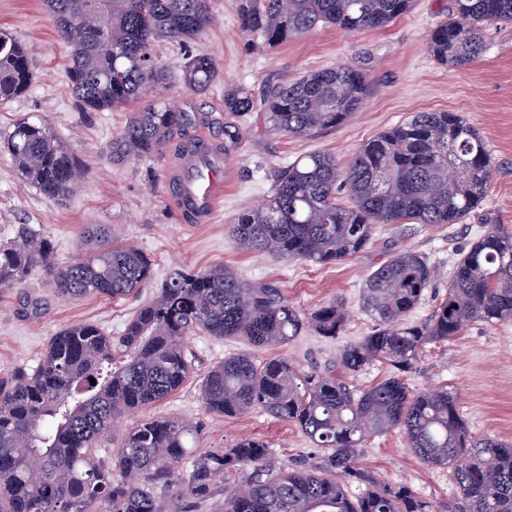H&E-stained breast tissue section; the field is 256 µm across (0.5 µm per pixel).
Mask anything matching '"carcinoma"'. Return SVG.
I'll return each instance as SVG.
<instances>
[{
  "mask_svg": "<svg viewBox=\"0 0 512 512\" xmlns=\"http://www.w3.org/2000/svg\"><path fill=\"white\" fill-rule=\"evenodd\" d=\"M412 0H237L238 27L253 50L275 48L318 27L349 33L377 29L408 12ZM45 13L69 48L68 78L84 112H110L164 85L159 42L186 46L213 25L211 0H43ZM451 19L428 38L430 54L455 68L477 61L486 30L512 22V0H450ZM218 71L207 53L189 54L181 79L204 94ZM25 48L0 29V103L29 88ZM370 83L343 65L295 80L271 79L258 94L224 89V111L260 108L272 130L314 137L344 124L362 108ZM196 114L148 103L130 115L112 154L140 159L179 139L189 144ZM242 134L224 126V155ZM6 149L14 166L44 195L70 196L81 169L51 127L19 121ZM491 159L485 139L456 112H417L368 141L344 167L329 154L298 156L277 172L269 199L241 211L231 226L241 248L276 260L314 264L363 250L377 224H458L485 199ZM346 194L351 206L338 203ZM89 254L68 264L51 241L27 225L0 245V289L33 276L59 295L123 298L151 277L141 250L112 240L110 225L89 224ZM435 277L421 254L405 249L365 280L361 311L373 326L339 350L336 368L302 373L286 359L256 363L248 352L213 366L201 384L209 413L226 417L261 411L297 426L319 449L306 469L277 472L267 443L248 438L222 453L195 454L196 426L147 420L112 450L108 464L91 449L121 415L164 400L184 383L191 364L185 337L195 331L238 337L247 346L286 344L306 330L330 339L344 331L347 312L330 301L302 315L273 284L254 285L215 264L175 271L127 322L108 336L94 324L63 330L32 372L0 381V512H160L153 489L165 485L192 504L209 498L216 479L241 475L224 512H434L404 484L379 482L359 467L364 442L404 431L409 450L429 466L452 469L457 498L448 512H512V444L472 437L446 388L413 391L405 374L431 342L446 341L472 322L512 319V230L495 225L454 262L448 295L421 322L409 317ZM375 362L395 375L361 389L354 381ZM185 460L183 473L170 467ZM366 486L352 500L336 476Z\"/></svg>",
  "mask_w": 512,
  "mask_h": 512,
  "instance_id": "1",
  "label": "carcinoma"
}]
</instances>
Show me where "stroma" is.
I'll use <instances>...</instances> for the list:
<instances>
[{
    "mask_svg": "<svg viewBox=\"0 0 512 512\" xmlns=\"http://www.w3.org/2000/svg\"><path fill=\"white\" fill-rule=\"evenodd\" d=\"M449 0H413L405 15L387 26L350 34L320 27L274 49L249 51L241 34L236 0H211L215 23L190 48L158 43L156 54L172 78L153 89L149 99L201 115L199 133L223 140L225 124L237 125L242 143L232 156L234 174L213 223L178 220L167 186V175L182 151L173 141L158 153L139 160H118L112 142L140 103L109 112L84 114L67 79L68 48L57 37L42 0H0V29L12 33L26 48L33 80L29 90L0 104V143L23 118L48 121L58 138L84 169L73 195L58 202L16 170L0 147V244L14 240L19 225L32 227L51 240L58 262L82 255V231L88 224H107L112 236L143 251L152 262V279L139 294L123 299L61 298L45 278L33 277L0 291V378L34 370L48 345L69 326L93 323L111 336L121 335L127 321L154 298L164 281L179 269H204L217 263L234 268L255 283L276 284L300 312L343 299L349 320L339 339L305 332L294 341L256 350L257 361L284 358L301 371L335 365L342 344L368 334L370 320L359 309V290L378 267L402 249L429 260L437 275L413 311L426 319L448 292L456 258L491 225L512 229V24L501 22L487 32L482 56L458 69L438 63L427 49L431 31L449 18ZM210 54L218 81L204 94L188 90L177 72L187 52ZM344 64L361 68L371 93L347 122L310 139L277 134L261 111L235 116L224 110V89L241 85L258 90L269 78L294 79L312 71ZM456 112L484 137L491 155L487 197L480 210L459 224H379L360 252L333 264L277 261L239 248L229 227L242 209L264 201L278 169L312 151L347 164L375 135L393 128L416 112ZM237 338L196 332L184 349L192 371L167 399L118 419L95 453L109 460L136 421L183 419L196 424L193 445L203 454L229 449L254 436L268 443L277 468L314 463L317 450L294 425L253 412L224 418L206 412L200 384L212 366L244 351ZM406 381L417 391L447 388L474 436L490 435L512 442V320L474 322L447 341L426 345L417 368ZM361 465L375 479L404 483L448 512L456 496L450 470L432 468L408 449L403 431L394 429L363 445Z\"/></svg>",
    "mask_w": 512,
    "mask_h": 512,
    "instance_id": "1",
    "label": "stroma"
}]
</instances>
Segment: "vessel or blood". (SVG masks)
<instances>
[{"mask_svg": "<svg viewBox=\"0 0 512 512\" xmlns=\"http://www.w3.org/2000/svg\"><path fill=\"white\" fill-rule=\"evenodd\" d=\"M230 159L217 141L199 136L169 175L171 199L184 223H208L224 199Z\"/></svg>", "mask_w": 512, "mask_h": 512, "instance_id": "obj_1", "label": "vessel or blood"}]
</instances>
